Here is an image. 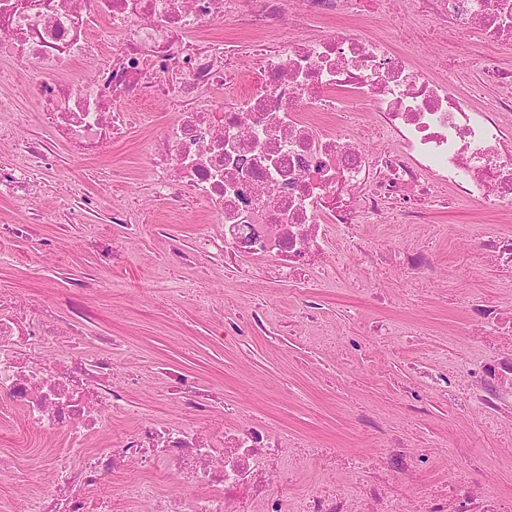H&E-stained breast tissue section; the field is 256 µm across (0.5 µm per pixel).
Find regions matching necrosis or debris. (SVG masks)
<instances>
[{
	"label": "necrosis or debris",
	"mask_w": 512,
	"mask_h": 512,
	"mask_svg": "<svg viewBox=\"0 0 512 512\" xmlns=\"http://www.w3.org/2000/svg\"><path fill=\"white\" fill-rule=\"evenodd\" d=\"M236 3L0 0V84L28 74L25 91L48 142L80 158L128 137L129 101L169 102L178 116L149 163L157 200L180 198L223 225V236L199 239L198 254L267 260L281 278L308 287L325 273L329 227L354 228L360 214L396 206L416 223L422 203L449 188L489 213L512 205V100L492 111L473 107L445 76L397 49L393 27L336 26L305 42L266 37L285 23L348 12L362 22L400 3L431 13L434 31L460 42L478 31L492 44L512 36V0H246L240 21L250 38L209 39ZM240 54L256 64L250 89L218 97ZM340 88L371 112L383 142L378 152L362 151L349 124L319 122L320 113L335 111ZM48 142L17 141L22 162L0 165L1 199L36 207L48 197L39 175ZM20 306L0 288V408L19 412L28 429L68 441L44 456L41 468L52 478L45 502H29L30 512H112L103 477L124 467L150 473L162 462L183 490L158 512H405L394 492L401 482L416 486V512H512V499L476 491L480 457L447 486L428 487L420 455L401 447L387 448L381 470L372 458L352 459L366 477L358 494L322 486L298 499L272 492L270 471L288 484L323 451L309 444L286 457L287 434L262 422L222 424L205 436L195 425L140 416L110 448L90 450L113 413L127 410L138 374L113 382L109 338L89 357L75 340L76 321L47 304L24 321ZM464 308L492 332L493 346H478L463 369L420 371L421 384L449 407L477 410L488 426H512V316L480 298Z\"/></svg>",
	"instance_id": "obj_1"
}]
</instances>
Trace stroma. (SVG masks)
Returning <instances> with one entry per match:
<instances>
[{
	"mask_svg": "<svg viewBox=\"0 0 512 512\" xmlns=\"http://www.w3.org/2000/svg\"><path fill=\"white\" fill-rule=\"evenodd\" d=\"M391 23L401 34V49L447 69L456 92L473 106L494 104L500 92L482 81L489 51L482 38L467 44L449 36L425 40L431 25L426 14L400 12L370 21L375 29ZM24 84L20 78L0 86L26 114L24 124L0 136V164L16 162L15 139L46 138ZM139 108L144 117L130 137L97 158H75L56 143L49 149L42 176L51 188L94 196L111 183L106 207L92 213L76 208L66 218L54 199L35 210L0 200V225L31 227L27 237L0 240V287L25 303L53 304L65 318L72 306H84L85 335L112 337L119 364L139 370L141 385L130 405L141 414L165 423H200L182 399L162 392L165 372L175 371L212 396L224 420L241 424L260 417L332 449L335 463H311L289 486L290 496L326 484L358 492L362 480L348 461L359 454L382 458L395 438L427 452L426 484L447 483L469 453L485 459L475 475L478 492L512 496V431L483 427L477 413L449 409L409 375L411 365L459 364L472 352L480 330L463 308L471 296L512 312V273L476 257L483 239L512 234V207L488 215L449 191L427 208L423 223L406 224L390 213L359 219L346 234L330 232V281L318 291L317 320L308 322L299 284L272 278L265 264L194 257L199 236L217 237L224 228L208 223L203 209L182 211L155 200L146 161L176 113L165 101ZM131 199L138 205L130 215L134 229L126 234L112 223L110 211ZM100 235L111 237L112 257L87 248ZM398 245L426 253L430 267L400 265L392 255ZM193 284L205 288L208 306L186 294ZM257 309L264 312L258 328L249 324ZM381 320L392 324L395 337L370 346L372 328ZM363 413L377 417L381 431L363 428ZM53 445V438L27 432L19 414L0 422V512H20L13 470ZM139 480L158 496L182 489L163 465L148 476L132 468L110 474L103 486Z\"/></svg>",
	"mask_w": 512,
	"mask_h": 512,
	"instance_id": "35a3bbf8",
	"label": "stroma"
}]
</instances>
